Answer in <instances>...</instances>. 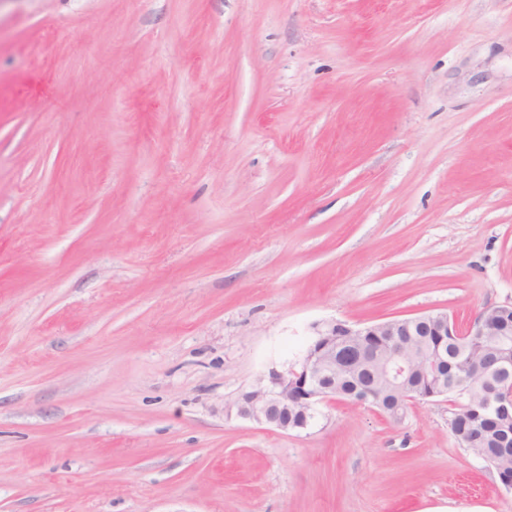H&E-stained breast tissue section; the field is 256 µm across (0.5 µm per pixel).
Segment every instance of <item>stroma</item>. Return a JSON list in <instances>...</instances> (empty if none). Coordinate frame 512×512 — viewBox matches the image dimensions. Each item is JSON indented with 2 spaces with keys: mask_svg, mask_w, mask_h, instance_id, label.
<instances>
[{
  "mask_svg": "<svg viewBox=\"0 0 512 512\" xmlns=\"http://www.w3.org/2000/svg\"><path fill=\"white\" fill-rule=\"evenodd\" d=\"M510 303L512 0H0V512H512L447 398L225 410Z\"/></svg>",
  "mask_w": 512,
  "mask_h": 512,
  "instance_id": "1",
  "label": "stroma"
}]
</instances>
